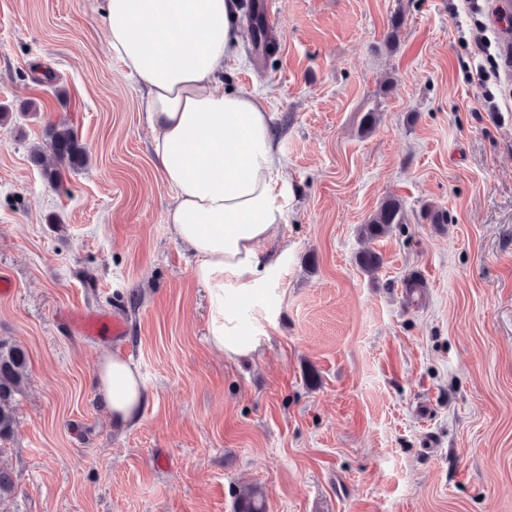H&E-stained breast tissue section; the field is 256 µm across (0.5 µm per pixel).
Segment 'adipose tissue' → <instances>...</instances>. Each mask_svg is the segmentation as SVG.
<instances>
[{"instance_id":"adipose-tissue-1","label":"adipose tissue","mask_w":512,"mask_h":512,"mask_svg":"<svg viewBox=\"0 0 512 512\" xmlns=\"http://www.w3.org/2000/svg\"><path fill=\"white\" fill-rule=\"evenodd\" d=\"M234 0H88L102 17L107 51L141 86L154 132V163L175 190L167 211L176 240L195 256L193 277L209 295L208 339L230 359L259 343L244 337L226 299L247 297L277 268L284 167L261 99L221 90L234 48ZM95 373L113 420H139L145 400L138 368L118 354L100 357Z\"/></svg>"}]
</instances>
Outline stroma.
<instances>
[{
    "label": "stroma",
    "mask_w": 512,
    "mask_h": 512,
    "mask_svg": "<svg viewBox=\"0 0 512 512\" xmlns=\"http://www.w3.org/2000/svg\"><path fill=\"white\" fill-rule=\"evenodd\" d=\"M276 8L275 54L255 58L241 15L224 68L263 99L285 161L284 255L233 303L261 344L232 360L207 339L139 83L104 25L85 0H0V341L29 355L0 442L6 512H237L246 489L266 512H512V112L490 109L512 83L473 80L460 0ZM63 120L90 161L57 187L30 151ZM390 197L405 221L368 241ZM67 311L127 332L83 336ZM115 351L146 392L125 429L93 380Z\"/></svg>",
    "instance_id": "1"
}]
</instances>
